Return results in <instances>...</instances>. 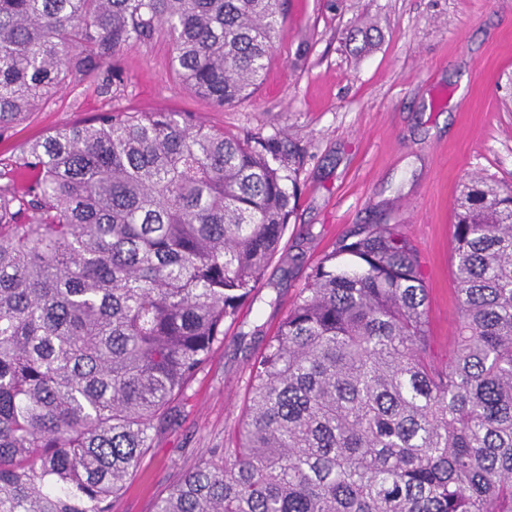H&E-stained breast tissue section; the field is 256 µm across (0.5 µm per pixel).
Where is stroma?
Listing matches in <instances>:
<instances>
[{
  "instance_id": "1",
  "label": "stroma",
  "mask_w": 512,
  "mask_h": 512,
  "mask_svg": "<svg viewBox=\"0 0 512 512\" xmlns=\"http://www.w3.org/2000/svg\"><path fill=\"white\" fill-rule=\"evenodd\" d=\"M376 24L365 47L347 31ZM257 90L222 108L169 67L165 31L115 57L111 93L66 84L0 140L7 157L58 126L99 112H186L241 138L300 149L298 201L262 283L224 340L172 403L115 512H156L188 469L234 445L251 368L313 266L360 224H398L420 256L430 333L448 360L458 306L451 266L454 204L483 174L512 182V0H284Z\"/></svg>"
}]
</instances>
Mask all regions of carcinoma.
<instances>
[{"mask_svg": "<svg viewBox=\"0 0 512 512\" xmlns=\"http://www.w3.org/2000/svg\"><path fill=\"white\" fill-rule=\"evenodd\" d=\"M282 0H0V137L162 26L175 77L253 94ZM294 154L184 112L111 110L0 158V512H112L258 287ZM459 332L438 365L420 258L362 224L251 371L236 445L156 512H512V183L457 200Z\"/></svg>", "mask_w": 512, "mask_h": 512, "instance_id": "carcinoma-1", "label": "carcinoma"}]
</instances>
